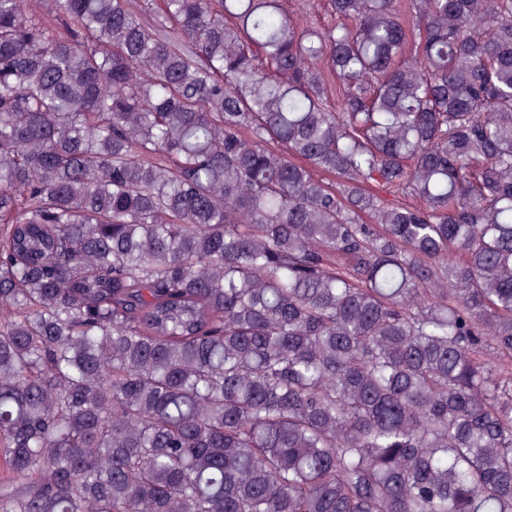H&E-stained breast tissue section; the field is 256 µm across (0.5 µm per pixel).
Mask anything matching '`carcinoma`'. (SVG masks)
<instances>
[{"label": "carcinoma", "mask_w": 512, "mask_h": 512, "mask_svg": "<svg viewBox=\"0 0 512 512\" xmlns=\"http://www.w3.org/2000/svg\"><path fill=\"white\" fill-rule=\"evenodd\" d=\"M287 2L0 0V512H512V0Z\"/></svg>", "instance_id": "carcinoma-1"}]
</instances>
